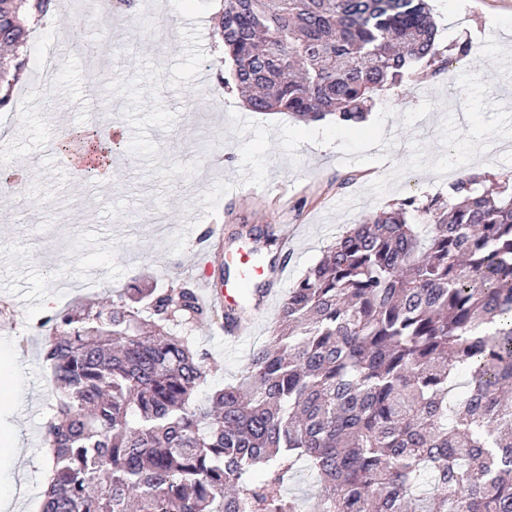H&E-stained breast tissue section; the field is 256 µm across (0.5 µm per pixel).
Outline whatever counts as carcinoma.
<instances>
[{"mask_svg":"<svg viewBox=\"0 0 512 512\" xmlns=\"http://www.w3.org/2000/svg\"><path fill=\"white\" fill-rule=\"evenodd\" d=\"M0 0V108L27 69L25 19ZM214 36L252 112L363 121L418 67L448 69L426 0H222ZM185 281L64 310L44 359L42 512H512V174L462 175L346 229L288 292L240 380L200 397ZM313 480L303 472L301 476L287 482L285 489L290 495L297 498L302 512H316L315 486Z\"/></svg>","mask_w":512,"mask_h":512,"instance_id":"1","label":"carcinoma"}]
</instances>
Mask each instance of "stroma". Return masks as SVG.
<instances>
[{"instance_id": "obj_1", "label": "stroma", "mask_w": 512, "mask_h": 512, "mask_svg": "<svg viewBox=\"0 0 512 512\" xmlns=\"http://www.w3.org/2000/svg\"><path fill=\"white\" fill-rule=\"evenodd\" d=\"M163 3L162 40L138 18L90 15L79 0L29 37L31 59L53 54L54 75L44 84L30 70L18 82L15 135L0 145V169L29 170L19 195L0 204V363L17 366L0 396V428L18 427L25 448L0 459V484L11 477L20 488L14 512H36L49 464L48 312L123 288L203 285L205 263L223 268L224 242L244 225L282 238L291 287L347 226L409 197H447L448 161L461 173L512 171V68L496 58L512 49V0H434L445 56L471 45L472 96L449 93L447 74L425 67L377 99L361 126L248 110L218 83L212 0ZM117 123L111 182L84 181L53 148L66 132L105 134ZM282 304L255 312L234 347L223 318L197 331L214 366L203 393L239 381L253 349L274 335Z\"/></svg>"}]
</instances>
